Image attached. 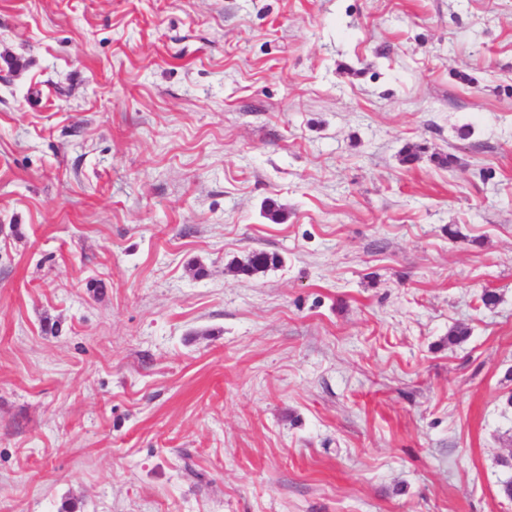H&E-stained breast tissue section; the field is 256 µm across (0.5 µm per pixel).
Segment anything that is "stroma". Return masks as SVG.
I'll use <instances>...</instances> for the list:
<instances>
[{
    "mask_svg": "<svg viewBox=\"0 0 512 512\" xmlns=\"http://www.w3.org/2000/svg\"><path fill=\"white\" fill-rule=\"evenodd\" d=\"M510 457L512 0H0V512H512ZM280 258L274 254L258 252L251 255L247 262L239 267V273L245 276H253L259 271L265 270L271 266H276Z\"/></svg>",
    "mask_w": 512,
    "mask_h": 512,
    "instance_id": "35a3bbf8",
    "label": "stroma"
}]
</instances>
